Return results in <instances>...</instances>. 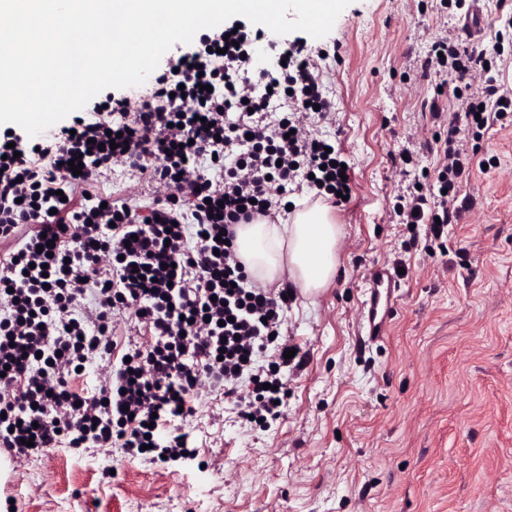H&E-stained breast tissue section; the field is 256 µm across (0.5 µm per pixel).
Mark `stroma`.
Returning <instances> with one entry per match:
<instances>
[{
  "mask_svg": "<svg viewBox=\"0 0 512 512\" xmlns=\"http://www.w3.org/2000/svg\"><path fill=\"white\" fill-rule=\"evenodd\" d=\"M464 23L441 0H353L332 31L298 33L333 110L305 122L333 132L351 166L337 276L286 313L303 362L266 429L241 424L220 392L195 396V458L156 465L105 448H58L17 465L0 457V503L21 512H512V116L477 142L494 159L461 193L473 201L442 238L396 223L420 178L405 139L432 138L429 104L452 85L424 75L427 44ZM400 269L380 340L358 317L371 268ZM113 468L103 481L104 468Z\"/></svg>",
  "mask_w": 512,
  "mask_h": 512,
  "instance_id": "obj_1",
  "label": "stroma"
}]
</instances>
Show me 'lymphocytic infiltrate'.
Returning a JSON list of instances; mask_svg holds the SVG:
<instances>
[{
	"instance_id": "lymphocytic-infiltrate-1",
	"label": "lymphocytic infiltrate",
	"mask_w": 512,
	"mask_h": 512,
	"mask_svg": "<svg viewBox=\"0 0 512 512\" xmlns=\"http://www.w3.org/2000/svg\"><path fill=\"white\" fill-rule=\"evenodd\" d=\"M505 18L490 46L464 33L432 41L422 63L454 84L456 110L432 105L443 135L427 192L401 198L403 224L434 236L468 208L458 187L475 157L464 133H488L512 113V92L475 75L512 62ZM244 32L203 34L170 57L137 111L123 95L94 102L60 132L0 134V453L24 462L56 448H115L156 461L182 454L200 387L221 390L241 421L278 419L289 364L286 288L251 285L233 240L237 224L271 217L280 197L310 187L341 204L336 143L307 134L309 114L332 109L300 41L253 71ZM83 165L73 175L72 162ZM152 188L148 204L90 194L115 166ZM51 253L40 252L43 240ZM145 343L113 338L119 318ZM92 390L72 391L78 368L110 358Z\"/></svg>"
}]
</instances>
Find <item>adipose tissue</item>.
<instances>
[{
    "instance_id": "ef3b65f1",
    "label": "adipose tissue",
    "mask_w": 512,
    "mask_h": 512,
    "mask_svg": "<svg viewBox=\"0 0 512 512\" xmlns=\"http://www.w3.org/2000/svg\"><path fill=\"white\" fill-rule=\"evenodd\" d=\"M342 229L323 200L295 202L279 223L256 218L237 227L235 248L249 274L271 283L289 274L303 294H318L336 276Z\"/></svg>"
}]
</instances>
